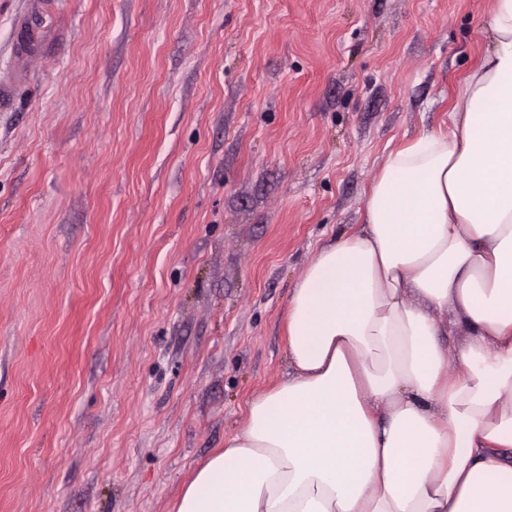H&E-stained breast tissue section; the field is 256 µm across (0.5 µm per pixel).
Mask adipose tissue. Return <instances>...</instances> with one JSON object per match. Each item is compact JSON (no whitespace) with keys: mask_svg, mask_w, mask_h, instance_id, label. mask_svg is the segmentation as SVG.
<instances>
[{"mask_svg":"<svg viewBox=\"0 0 512 512\" xmlns=\"http://www.w3.org/2000/svg\"><path fill=\"white\" fill-rule=\"evenodd\" d=\"M288 303L284 381L174 512H512V0ZM465 340L447 351L443 336Z\"/></svg>","mask_w":512,"mask_h":512,"instance_id":"adipose-tissue-1","label":"adipose tissue"}]
</instances>
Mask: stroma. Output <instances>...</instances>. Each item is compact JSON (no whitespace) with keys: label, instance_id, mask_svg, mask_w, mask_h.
I'll return each mask as SVG.
<instances>
[{"label":"stroma","instance_id":"35a3bbf8","mask_svg":"<svg viewBox=\"0 0 512 512\" xmlns=\"http://www.w3.org/2000/svg\"><path fill=\"white\" fill-rule=\"evenodd\" d=\"M492 6L0 0V512H172Z\"/></svg>","mask_w":512,"mask_h":512}]
</instances>
